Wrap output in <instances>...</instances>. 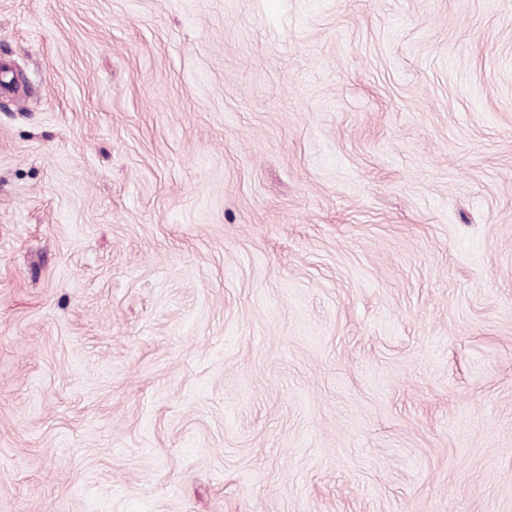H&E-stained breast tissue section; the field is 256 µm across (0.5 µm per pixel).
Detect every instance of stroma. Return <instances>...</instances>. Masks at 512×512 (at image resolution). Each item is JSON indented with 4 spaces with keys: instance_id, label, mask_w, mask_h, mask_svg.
I'll return each instance as SVG.
<instances>
[{
    "instance_id": "1",
    "label": "stroma",
    "mask_w": 512,
    "mask_h": 512,
    "mask_svg": "<svg viewBox=\"0 0 512 512\" xmlns=\"http://www.w3.org/2000/svg\"><path fill=\"white\" fill-rule=\"evenodd\" d=\"M0 512H512V0H0Z\"/></svg>"
}]
</instances>
